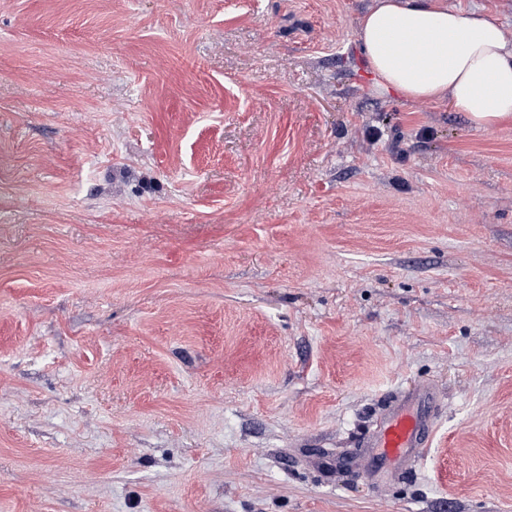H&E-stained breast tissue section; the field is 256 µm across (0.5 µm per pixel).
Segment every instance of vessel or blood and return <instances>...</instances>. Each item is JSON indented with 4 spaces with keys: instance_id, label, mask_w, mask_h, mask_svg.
Masks as SVG:
<instances>
[{
    "instance_id": "b4317fda",
    "label": "vessel or blood",
    "mask_w": 512,
    "mask_h": 512,
    "mask_svg": "<svg viewBox=\"0 0 512 512\" xmlns=\"http://www.w3.org/2000/svg\"><path fill=\"white\" fill-rule=\"evenodd\" d=\"M435 407V392L426 383L390 404L360 442L351 465L381 484L423 461L432 444Z\"/></svg>"
}]
</instances>
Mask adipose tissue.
Listing matches in <instances>:
<instances>
[{
    "instance_id": "ef3b65f1",
    "label": "adipose tissue",
    "mask_w": 512,
    "mask_h": 512,
    "mask_svg": "<svg viewBox=\"0 0 512 512\" xmlns=\"http://www.w3.org/2000/svg\"><path fill=\"white\" fill-rule=\"evenodd\" d=\"M358 36L382 90L448 103L479 129L512 119V39L494 16L447 0H375Z\"/></svg>"
}]
</instances>
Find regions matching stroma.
<instances>
[{"mask_svg":"<svg viewBox=\"0 0 512 512\" xmlns=\"http://www.w3.org/2000/svg\"><path fill=\"white\" fill-rule=\"evenodd\" d=\"M372 3L0 0V512H512V121L379 90ZM407 399L390 404L362 439L359 452L343 461L378 483L425 459L435 430L436 395L421 383Z\"/></svg>","mask_w":512,"mask_h":512,"instance_id":"1","label":"stroma"}]
</instances>
